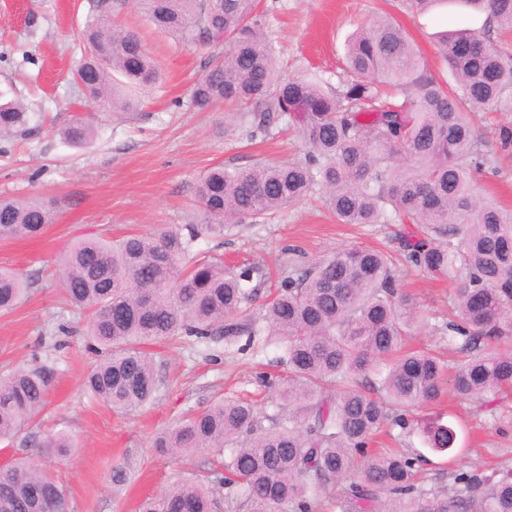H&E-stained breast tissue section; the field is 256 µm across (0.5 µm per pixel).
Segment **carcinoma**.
<instances>
[{
  "instance_id": "cac0c4a2",
  "label": "carcinoma",
  "mask_w": 512,
  "mask_h": 512,
  "mask_svg": "<svg viewBox=\"0 0 512 512\" xmlns=\"http://www.w3.org/2000/svg\"><path fill=\"white\" fill-rule=\"evenodd\" d=\"M486 13L479 31L445 33L439 55L454 79L438 80L390 15L375 12L347 45L340 86L320 78H281L261 28L256 0H139L149 22L180 43H224L192 98L201 107L235 105L249 112L252 132L270 130L274 115L291 118L307 148L303 161L258 162L208 170L194 188L195 220L111 243L86 238L66 258L64 292L92 310L87 347L97 356L87 392L114 412L131 413L156 396L159 379L150 346L206 339L231 342L265 332L282 349L288 377L280 398L295 407L261 426L248 404L224 400L160 432L152 447L182 456L209 452L217 464L203 475L176 476L146 497L138 512H220L230 500L246 512H314L321 501L337 512H512V468L454 477L446 495L419 488L420 454L368 449L402 411L436 400L443 380L461 399L487 408L512 388V209L476 194L483 143L467 113L490 110L512 90V52L496 41L512 31V0H466ZM82 40L88 52L73 77L85 96L115 114L134 112V93L160 71L138 35L112 24L103 10ZM25 107L0 103V137L28 123ZM60 135L90 143L93 125L73 120ZM340 224H412L386 251H338L277 286L262 323H234L255 292L244 282L256 266L224 267L191 255L196 239L224 237L243 224L303 200L314 187ZM57 199L0 198V239L30 238L51 222ZM432 277L461 281L448 341L462 339L464 360L444 376L440 360L404 351L416 316L394 275V255ZM27 288L0 268V312L14 310ZM42 368L0 380V439L29 424L45 402ZM436 452L455 448L457 434L439 421L422 427ZM233 447L224 457V447ZM37 447L65 457V432ZM137 459L112 467L115 486ZM0 512H68L64 487L47 470L16 463L0 469Z\"/></svg>"
}]
</instances>
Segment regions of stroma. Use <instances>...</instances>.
Wrapping results in <instances>:
<instances>
[{
	"label": "stroma",
	"mask_w": 512,
	"mask_h": 512,
	"mask_svg": "<svg viewBox=\"0 0 512 512\" xmlns=\"http://www.w3.org/2000/svg\"><path fill=\"white\" fill-rule=\"evenodd\" d=\"M101 0H0V97L21 102L31 116L27 130L0 140V197L51 196L58 208L35 239H0V267L29 283L27 299L0 315V375L43 366L48 394L31 423L0 441V463L24 459L51 470L64 486L69 512H137L139 501L163 490L175 474L198 475L213 457L159 454L156 433L224 399L252 403L259 416L279 411V380L287 368L278 361L275 339L242 336L225 343L216 336L178 347L154 345L163 385L132 415H120L92 399L83 387L95 357L85 348L90 313L71 306L63 292L64 257L85 237L118 240L150 234L192 218L193 189L209 168L244 169L260 161H300L305 148L288 131L287 118L268 135L249 138L246 116L218 105L198 107L195 83L205 74L214 45H183L156 30L136 0H102L114 22L136 32L160 66L164 79L142 90L137 112L116 119L85 104L73 81L81 57V34ZM391 14L408 33L436 78L451 75L437 52L445 30L481 29L485 16L449 0L419 13L404 0H259L258 12L280 71L289 77L342 75L346 40L373 10ZM97 129L89 147L76 149L58 134L75 118ZM479 192L512 208V155L494 153L477 177ZM321 189L301 203L249 225L228 224L223 241L200 238L198 254H213L231 265H256V298L240 321L260 320L263 304L278 281L334 252L356 246H392L400 224H339L321 203ZM417 307L408 347L431 351L447 365L461 356L449 343L445 325L454 309L456 287L403 264L396 271ZM445 414L458 427L464 455L428 453L416 422ZM406 426L388 425L377 448L424 453L422 489L445 490L455 474L512 467V392L479 412L469 400L442 392L437 401L405 414ZM64 431L77 447L59 459L38 453L36 441ZM134 453L143 465L122 489L112 487V464Z\"/></svg>",
	"instance_id": "obj_1"
}]
</instances>
